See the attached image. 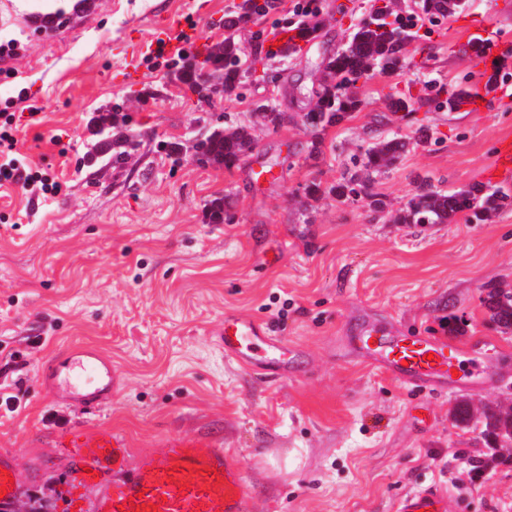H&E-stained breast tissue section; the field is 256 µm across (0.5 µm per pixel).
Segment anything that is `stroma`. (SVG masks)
Segmentation results:
<instances>
[{"instance_id": "35a3bbf8", "label": "stroma", "mask_w": 512, "mask_h": 512, "mask_svg": "<svg viewBox=\"0 0 512 512\" xmlns=\"http://www.w3.org/2000/svg\"><path fill=\"white\" fill-rule=\"evenodd\" d=\"M74 2L0 0V39L21 45L5 63L11 77L0 75V105L14 100L17 149L61 185L34 204L19 186H0V398L15 399L14 411L0 407V448L18 456L19 505L79 512L89 492L55 440L104 426L125 435L135 457L174 435L222 437L245 466L253 512H397L428 486L451 492L456 512H512V450L488 447L478 427L453 418L462 399L512 402V329L483 304L491 288L512 291V204L486 222L396 221L420 178L446 191L512 189V176L492 169L497 142L512 138V80L484 92L489 72L464 36L479 19L512 41V13H497V0H466L431 36L416 35L402 74L359 81L358 111L321 131L302 115L323 59L377 8L416 13L421 0H321L317 38L292 58L268 59L254 54L250 33L293 22L292 0H278L236 32L240 93L203 109L173 78L175 64L223 41L242 0H99L75 19ZM41 5L69 23L32 29L24 15ZM174 17L190 34L157 55L151 35ZM463 81L483 90L463 111L390 108L391 98ZM264 99L290 122L264 125L254 113ZM115 104L138 142L120 171L86 160L95 118ZM236 124L251 126L252 150L229 168L198 163L197 138ZM393 137L407 148L375 177L383 210L306 198L308 184L325 190ZM218 196L224 221L213 224L207 204ZM363 310L455 345L463 374L486 364L499 374L475 392L411 390L338 350ZM228 312L299 347L306 374L265 378L227 360L216 331ZM75 346L109 357L118 376L111 400L91 413L52 399L40 379L45 362Z\"/></svg>"}]
</instances>
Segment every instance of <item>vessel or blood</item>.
Returning a JSON list of instances; mask_svg holds the SVG:
<instances>
[{
	"label": "vessel or blood",
	"instance_id": "vessel-or-blood-1",
	"mask_svg": "<svg viewBox=\"0 0 512 512\" xmlns=\"http://www.w3.org/2000/svg\"><path fill=\"white\" fill-rule=\"evenodd\" d=\"M471 27L484 45L485 63L496 65L505 52L501 37L482 22ZM219 336L225 356L252 371L280 379L306 372L300 352L257 320L225 315ZM342 344L410 389L441 392L455 383L458 349L448 342L361 316ZM41 381L52 398L84 413L112 396V366L89 349L70 351L60 364L46 363ZM69 445L79 482L91 491L84 512H251L252 485L222 438L172 436L134 462L126 438L109 428L72 433ZM18 467L16 454L0 448V486L9 500L19 492ZM454 507L451 496L428 487L403 498L398 512Z\"/></svg>",
	"mask_w": 512,
	"mask_h": 512
}]
</instances>
